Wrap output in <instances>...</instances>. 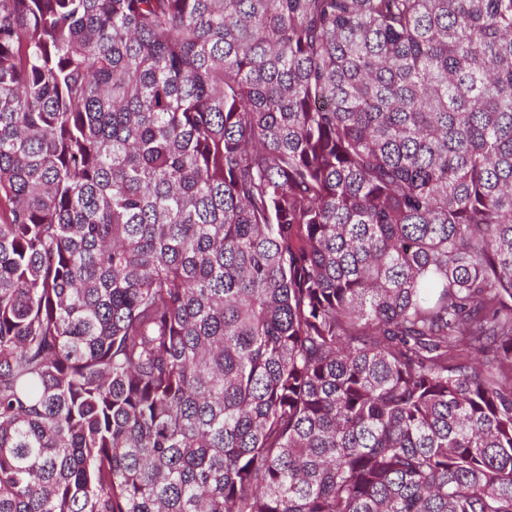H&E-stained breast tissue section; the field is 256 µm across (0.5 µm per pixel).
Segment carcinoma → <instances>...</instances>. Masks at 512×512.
<instances>
[{
	"label": "carcinoma",
	"mask_w": 512,
	"mask_h": 512,
	"mask_svg": "<svg viewBox=\"0 0 512 512\" xmlns=\"http://www.w3.org/2000/svg\"><path fill=\"white\" fill-rule=\"evenodd\" d=\"M0 512H512V0H0Z\"/></svg>",
	"instance_id": "cac0c4a2"
}]
</instances>
